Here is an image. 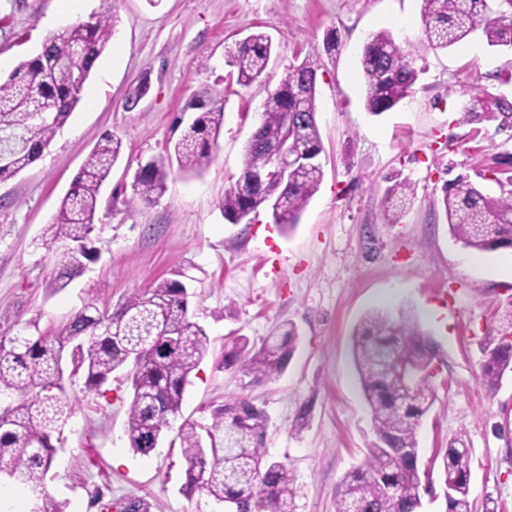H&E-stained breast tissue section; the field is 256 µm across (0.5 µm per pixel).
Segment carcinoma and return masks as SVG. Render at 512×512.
<instances>
[{
    "mask_svg": "<svg viewBox=\"0 0 512 512\" xmlns=\"http://www.w3.org/2000/svg\"><path fill=\"white\" fill-rule=\"evenodd\" d=\"M425 49H446L482 30L487 43L512 51V0H420ZM110 11L88 21L65 26L46 37L38 53L21 61L0 80V183L16 177L38 160L80 101L84 84L112 39ZM272 54V42L254 32L235 42L226 53L230 75L244 87L262 83ZM362 75L365 106L374 115L393 109L415 91L419 71L414 53L388 31L374 34L363 46ZM318 60L305 57L290 64L276 88L266 91L259 128L260 143L247 144L236 182L224 190L220 208L237 224L254 212V201L240 188L251 177H263L260 195L272 202L273 222L293 229L323 178L322 144L316 116V87L307 76ZM200 112L174 144L179 169L200 174L213 160L224 125V108L198 104ZM292 119L289 141L308 153L288 184L268 177L274 157L264 148L284 136V120ZM468 124L496 122L512 128V101L475 87L464 109ZM122 141L108 135L88 155L81 172L62 199L43 242L74 243L59 256L51 285L67 286L69 278L93 259L91 247L101 189L121 153ZM170 161L160 157L139 166L133 181L138 201L149 205L164 192ZM389 199L409 202L415 186L397 181ZM442 206L449 231L466 248L487 252L512 245V189L498 197L482 191L468 175H458L444 187ZM299 339L296 326L282 323L259 347L244 336L224 345L222 365L234 367L251 383L277 378ZM207 352L205 330L189 315L188 292L178 280H162L132 292L114 311L88 301L58 331L33 336L27 328L0 339V397L12 399L0 411V478L27 486L35 512H65L49 496L44 476L56 444L76 405L65 395L60 371L69 355L70 377H80L88 389H98L112 374L127 370L133 389L126 412L125 434L136 453L152 451L150 441L163 434L181 410L189 375ZM480 380L490 391L498 388L512 363V344L503 336H488L482 344ZM353 358L362 394L371 412L375 440L364 464L345 474L336 489V512H420L423 483L430 473L420 468L417 431L435 401L431 371L440 358L438 346L415 318H398L373 308L353 334ZM268 417L244 397L227 401L211 412V424L184 421L178 429L187 463L182 493H203L218 503L250 500L256 512H294L295 477L286 464L263 452ZM243 428L235 448L224 450L222 437ZM471 451L449 445L443 457L442 481L452 489L446 512H471L469 500Z\"/></svg>",
    "mask_w": 512,
    "mask_h": 512,
    "instance_id": "1",
    "label": "carcinoma"
}]
</instances>
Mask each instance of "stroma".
Segmentation results:
<instances>
[{"instance_id":"35a3bbf8","label":"stroma","mask_w":512,"mask_h":512,"mask_svg":"<svg viewBox=\"0 0 512 512\" xmlns=\"http://www.w3.org/2000/svg\"><path fill=\"white\" fill-rule=\"evenodd\" d=\"M114 35L84 86L82 100L50 147L30 167L0 183V338L26 325L56 330L86 299L115 310L137 289L164 279L186 284L189 313L209 339V353L190 376L182 418L209 421L212 407L239 396L269 417L268 457L295 475L294 512H336V488L363 463L373 440L361 394L351 334L367 310L412 312L441 349L436 400L418 429L420 463L438 472L452 441L472 453V512H512V371L496 391L479 380L485 337L498 333V308L512 297V250L469 249L448 230L442 208L450 175L485 173L481 186L496 196L488 174L512 155V130L463 123L471 88L512 98L497 73L512 69V52L488 46L482 34L447 50H424L419 0H82L61 13L59 0H0V76H8L60 26L88 20L104 8ZM336 33L327 50L328 31ZM389 31L409 49L419 80L414 94L375 116L364 107L360 65L364 43ZM268 34V68L277 84L285 68L317 56V123L323 144L318 192L289 232L259 210L240 223L225 220L224 190L242 169L258 124L264 87L228 76L225 52L252 32ZM149 91L134 108L129 94L141 80ZM206 96L224 106L214 160L199 175L171 166L164 194L136 201L140 162L171 150ZM109 133L123 143L95 219V258L68 285L50 281L63 241L42 233L89 153ZM415 186L400 214L386 203L398 180ZM294 323L298 347L284 372L260 384L220 367L225 341L260 343L279 324ZM77 412L45 477L66 512H102L95 496L121 503L140 499L149 512H225L210 497L181 492L187 463L171 423L155 450L133 452L125 435L131 387L125 372L99 389L66 382ZM311 422L290 426L304 406Z\"/></svg>"}]
</instances>
